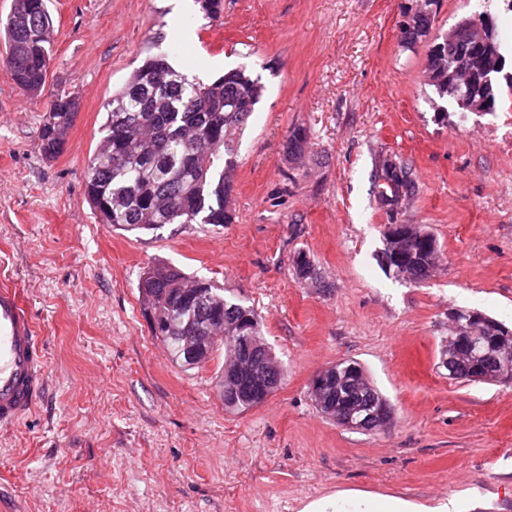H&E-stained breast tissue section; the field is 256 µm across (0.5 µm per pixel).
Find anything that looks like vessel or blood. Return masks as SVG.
Instances as JSON below:
<instances>
[{"label":"vessel or blood","mask_w":512,"mask_h":512,"mask_svg":"<svg viewBox=\"0 0 512 512\" xmlns=\"http://www.w3.org/2000/svg\"><path fill=\"white\" fill-rule=\"evenodd\" d=\"M46 381L34 321L20 293L0 287V426L32 413Z\"/></svg>","instance_id":"1"}]
</instances>
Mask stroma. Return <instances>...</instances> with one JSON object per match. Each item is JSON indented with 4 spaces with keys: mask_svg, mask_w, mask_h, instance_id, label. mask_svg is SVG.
I'll list each match as a JSON object with an SVG mask.
<instances>
[{
    "mask_svg": "<svg viewBox=\"0 0 512 512\" xmlns=\"http://www.w3.org/2000/svg\"><path fill=\"white\" fill-rule=\"evenodd\" d=\"M416 0H50L40 95L22 90L0 38V287L17 289L41 338L36 410L0 428V512H302L339 491L460 512H512V383L449 379L448 314L512 329V10L440 0L427 38L403 47ZM490 10L506 67L495 111L460 112L426 79L431 42ZM166 54L212 81L247 67L265 86L243 131L228 224L125 231L100 223L87 162L105 103L144 59ZM78 107L60 155L39 131L52 95ZM308 134L300 158L285 143ZM411 164L417 195L378 200L382 159ZM434 235L422 282L387 273V224ZM306 253L321 285L299 279ZM169 266L229 289L258 313L283 372L266 401L225 409L223 351L185 369L152 335L139 279ZM359 362L394 414L373 433L326 418L312 377Z\"/></svg>",
    "mask_w": 512,
    "mask_h": 512,
    "instance_id": "obj_1",
    "label": "stroma"
}]
</instances>
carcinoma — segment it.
Here are the masks:
<instances>
[{
	"mask_svg": "<svg viewBox=\"0 0 512 512\" xmlns=\"http://www.w3.org/2000/svg\"><path fill=\"white\" fill-rule=\"evenodd\" d=\"M27 12V23L19 25L16 13L4 23L9 53L5 65L15 83L26 92L37 93L45 85L50 59L47 36L52 23L46 0H16ZM431 21L421 17L403 31V44L410 47L426 36ZM501 52L494 46L464 41L453 51H429L427 72L431 85L442 97L448 95L449 77H458L455 66L464 61L480 71L491 65ZM261 78L244 67L231 69L211 83L190 82L167 60L157 54L138 67L106 103L102 146L89 159L86 190L101 223L125 230H153L166 224H229L227 200L233 190L238 138L263 95ZM76 97L64 90L51 99L39 136L46 157L59 154L72 126ZM308 134L296 128L285 149L292 156L305 152ZM404 192L409 198L418 192L411 165L402 163L401 176L383 182L381 198ZM435 257L425 254L410 269L413 283L425 280ZM153 276L139 285L142 304L157 298L158 326L152 334L164 342L181 365L185 360L182 336L189 330L201 336L216 327L241 324L244 333L258 346L253 364L265 369L274 364L271 350L261 340V326L254 309L226 289L203 281L211 298L204 306L191 304L194 281L176 268L152 270ZM448 360V376L471 381L479 375L484 382H498L512 375V357L505 358L491 347V339L476 332L473 342L460 346L457 335L449 333L441 351ZM259 395L243 387L232 409L254 407ZM335 398L344 411L360 418V430H378L366 408L386 401L367 378L358 383L343 380Z\"/></svg>",
	"mask_w": 512,
	"mask_h": 512,
	"instance_id": "obj_1",
	"label": "carcinoma"
}]
</instances>
